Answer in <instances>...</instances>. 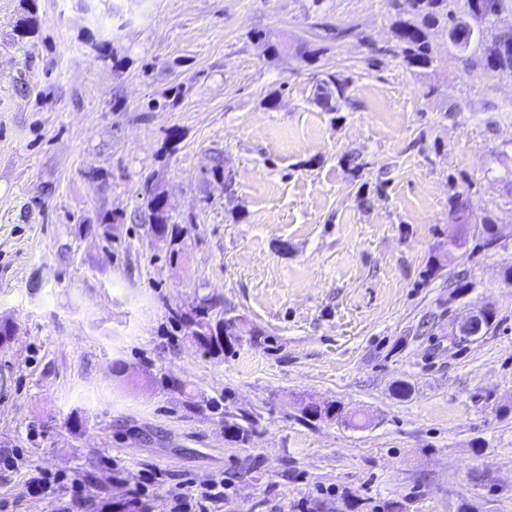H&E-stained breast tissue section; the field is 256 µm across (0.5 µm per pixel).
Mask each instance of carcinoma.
Returning <instances> with one entry per match:
<instances>
[{"instance_id": "1", "label": "carcinoma", "mask_w": 512, "mask_h": 512, "mask_svg": "<svg viewBox=\"0 0 512 512\" xmlns=\"http://www.w3.org/2000/svg\"><path fill=\"white\" fill-rule=\"evenodd\" d=\"M412 3L414 18L396 23V35L399 42V55L402 61L410 68L426 69L430 67L435 56L429 40V29L443 24L447 26L449 40L459 49L466 50L475 31L468 26L465 20L448 21V0H408ZM483 43V62L492 68H499L512 75V54L504 57L501 48L512 46V29L500 31L489 39H479ZM147 196L148 223L155 229L166 230L170 224V216L166 208L165 194L160 187L148 179L144 184ZM193 319L202 327L210 330V334L203 337L208 350L216 352L231 351L236 339L227 341L218 338V333L224 330V321L213 319L208 309L200 308L195 311ZM301 413L305 420H319L322 418L334 420L347 428L359 429L365 423L356 418V415L345 410L337 402L306 404ZM224 429L233 438L240 442L249 441L250 430L236 415L224 413Z\"/></svg>"}]
</instances>
